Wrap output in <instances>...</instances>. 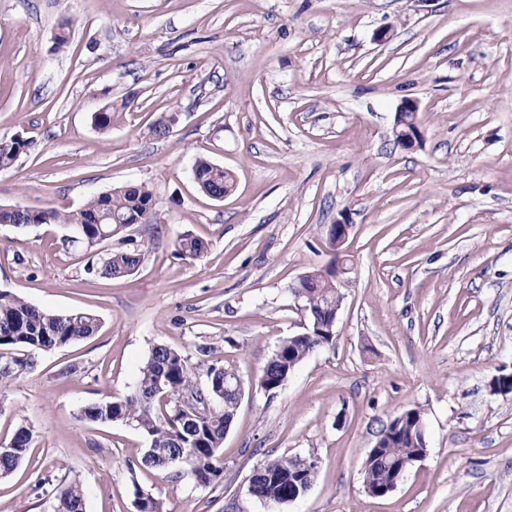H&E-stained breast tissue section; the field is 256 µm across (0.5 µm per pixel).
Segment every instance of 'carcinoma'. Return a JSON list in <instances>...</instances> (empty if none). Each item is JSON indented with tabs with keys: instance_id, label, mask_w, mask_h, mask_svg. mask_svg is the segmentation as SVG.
<instances>
[{
	"instance_id": "carcinoma-1",
	"label": "carcinoma",
	"mask_w": 512,
	"mask_h": 512,
	"mask_svg": "<svg viewBox=\"0 0 512 512\" xmlns=\"http://www.w3.org/2000/svg\"><path fill=\"white\" fill-rule=\"evenodd\" d=\"M118 121V113L107 106L93 114L96 129L105 132ZM29 142L21 137L0 140V169L8 168L23 154ZM192 175L207 195L221 199L235 188L234 177L224 167L199 160ZM160 220L158 203L149 187L126 185L90 198L81 208L61 211L56 208L27 209L20 213L11 207L0 208V224L17 227L40 224H63L77 231L81 244L89 249L112 238H123L137 224H156ZM176 252L186 259L205 256L207 243L191 234L175 241ZM144 259L138 247L114 250L100 258L96 273L119 279L133 275ZM335 267L314 269L298 282L301 301L309 315V336H289L277 346L258 378V385L271 394L280 389L294 369L313 352L330 347L336 331L330 328L336 311V280L327 278ZM99 316L91 310L66 313L45 310L8 292H0V391L5 390L13 375L34 366L30 357H15L13 347L27 351L49 352L65 347L97 332ZM235 369L211 364L205 382H200L190 357L164 344L152 347L140 367L134 390L117 400H103L82 407L79 418L96 422H128L149 439L140 465L159 471H170L175 477L190 474L197 485L208 487L224 475V461L219 454L226 429L233 422L239 398L232 389L224 388V377ZM162 392L155 394L157 386ZM418 409L396 415L388 427L397 430L398 438L390 440L373 454L368 449L363 467V480L374 484L393 462L412 458L423 447L425 431L421 429ZM33 439L32 431L19 427L0 452V478L8 477L27 456ZM173 455L181 464L170 461ZM299 457L282 456L267 459L256 467L252 487L247 494L259 501L282 504L298 477ZM55 512H83L84 494L76 480H48Z\"/></svg>"
}]
</instances>
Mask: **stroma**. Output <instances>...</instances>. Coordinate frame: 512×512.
<instances>
[{"label": "stroma", "mask_w": 512, "mask_h": 512, "mask_svg": "<svg viewBox=\"0 0 512 512\" xmlns=\"http://www.w3.org/2000/svg\"><path fill=\"white\" fill-rule=\"evenodd\" d=\"M406 98L413 150L392 135ZM107 105L121 118L103 133ZM16 135L30 148L0 169V205L73 210L144 183L161 223L132 227L144 260L118 280L86 271L112 242L0 224V291L101 319L0 394V445L33 432L0 512H53L33 490L46 475L80 481L84 512H138L139 490L160 512H512V393L492 389L512 373V0H0V140ZM199 159L232 173L230 195L199 188ZM340 220L336 341L267 393L258 375L304 323L290 287L332 264ZM185 234L204 258L176 254ZM158 343L195 363L211 345L244 379L209 487L136 467L135 427L78 417L129 394ZM412 408L426 454L371 496L366 452ZM284 455L316 458L309 491L248 496L254 467ZM174 245L179 255L191 260L203 258L208 250L207 243L204 240L191 234L179 237Z\"/></svg>", "instance_id": "35a3bbf8"}]
</instances>
